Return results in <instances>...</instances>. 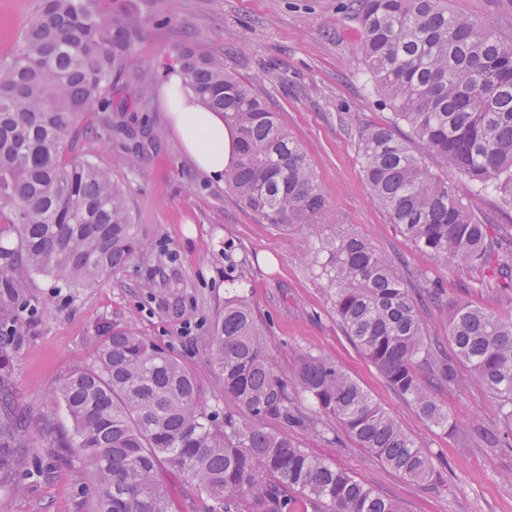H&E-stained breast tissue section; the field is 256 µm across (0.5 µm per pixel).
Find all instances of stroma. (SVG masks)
I'll return each instance as SVG.
<instances>
[{"instance_id":"35a3bbf8","label":"stroma","mask_w":512,"mask_h":512,"mask_svg":"<svg viewBox=\"0 0 512 512\" xmlns=\"http://www.w3.org/2000/svg\"><path fill=\"white\" fill-rule=\"evenodd\" d=\"M349 0H143L142 38L116 83L129 111L79 136L76 154L111 168L125 187L136 251L90 287L59 288L30 273L22 295L0 288V392L26 422L29 439L0 471V512H91L90 469L63 445L73 432L45 393L73 369L92 364L100 335L119 327L169 349L212 397L205 351L224 289L235 276L226 258L245 260L247 290L278 369L309 350L354 378L432 457L438 488L409 484L347 434L336 445L294 431L309 452L398 499L403 512H512V454L496 439L505 427L480 388H435L452 431L420 423L409 403L343 333L314 258H327L303 229L264 224L223 182L208 179L185 153L161 96L181 46L223 54L224 66L252 82L306 150L330 212L325 236L354 234L393 258L411 287L440 282L449 299L512 314V282L475 264L436 265L415 251L372 199L356 131L387 125L358 52L360 28ZM458 13L512 36V0H448ZM37 0H0V55L12 52Z\"/></svg>"}]
</instances>
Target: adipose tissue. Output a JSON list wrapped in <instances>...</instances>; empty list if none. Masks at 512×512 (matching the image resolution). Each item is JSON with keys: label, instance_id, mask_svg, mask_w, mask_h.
Returning a JSON list of instances; mask_svg holds the SVG:
<instances>
[{"label": "adipose tissue", "instance_id": "obj_1", "mask_svg": "<svg viewBox=\"0 0 512 512\" xmlns=\"http://www.w3.org/2000/svg\"><path fill=\"white\" fill-rule=\"evenodd\" d=\"M168 84L170 118L175 132L197 168L215 180H223L224 171L236 158V137L221 113L206 109L194 95L182 87L179 74H171Z\"/></svg>", "mask_w": 512, "mask_h": 512}]
</instances>
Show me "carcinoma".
Segmentation results:
<instances>
[{
  "mask_svg": "<svg viewBox=\"0 0 512 512\" xmlns=\"http://www.w3.org/2000/svg\"><path fill=\"white\" fill-rule=\"evenodd\" d=\"M359 53L382 106L475 192L512 203V39L447 0H350ZM137 0H39L13 52L0 56V236L18 249L0 286L18 296L27 272L92 284L135 251L121 182L69 155L89 117L124 112L112 88L142 38ZM184 86L237 137L224 185L260 221L301 225L322 242L320 264L346 336L426 425L448 429L432 395L462 385L459 368L506 408L512 430V317L450 303L448 346L424 335L423 307L394 261L364 239L322 237L324 195L302 146L224 57L188 45ZM358 153L372 199L414 247L444 266L482 263L512 274V225L483 224L460 188L423 167L387 126H364ZM217 374L214 403L195 375L143 336L103 334L93 364L46 398L74 425V453L92 470L93 512H171L161 471L194 490L204 512H401L399 503L313 455L299 429L337 441L336 426L404 479L439 483L431 456L335 361L310 351L280 371L250 297L224 298L205 338ZM22 426L0 418V449L22 447Z\"/></svg>",
  "mask_w": 512,
  "mask_h": 512,
  "instance_id": "carcinoma-1",
  "label": "carcinoma"
}]
</instances>
